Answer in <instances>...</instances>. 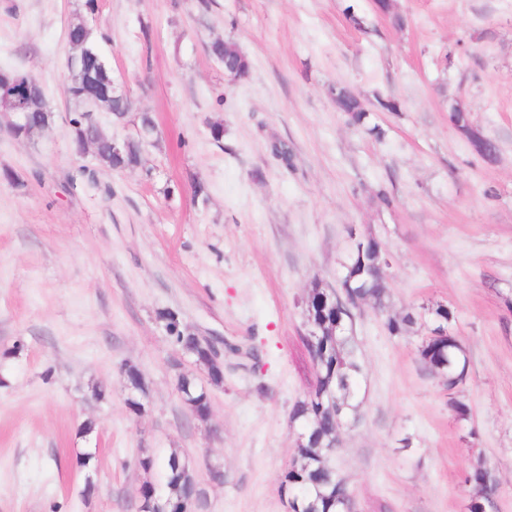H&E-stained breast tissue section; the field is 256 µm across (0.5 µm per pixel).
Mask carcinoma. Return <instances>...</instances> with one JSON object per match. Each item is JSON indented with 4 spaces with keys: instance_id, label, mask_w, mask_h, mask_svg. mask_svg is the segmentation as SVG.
Wrapping results in <instances>:
<instances>
[{
    "instance_id": "carcinoma-1",
    "label": "carcinoma",
    "mask_w": 512,
    "mask_h": 512,
    "mask_svg": "<svg viewBox=\"0 0 512 512\" xmlns=\"http://www.w3.org/2000/svg\"><path fill=\"white\" fill-rule=\"evenodd\" d=\"M69 52L83 45L100 49V42L106 36L96 28L82 22H74L68 30ZM212 59L222 64L224 70L240 77L250 73V63L236 43L217 39L208 47ZM13 85L0 89V99L7 96L26 104V111L37 118L42 112L50 111L45 89L38 79L22 68L10 70ZM109 73L101 71L88 56L84 60L83 74L79 78L69 77L68 94L74 104L83 110L73 113L70 122L85 125L93 118L88 109L90 100H99L100 107L117 118L125 117L133 109L132 99L110 98L107 95ZM338 109L350 116L351 124L363 126L368 114L355 93L340 89ZM385 262L382 246L368 238L364 250L353 249L344 264L342 280L350 284V292L362 303L375 309L385 307L387 288L383 279L375 278L365 271L368 266ZM351 310L337 309L324 303V290L311 289L308 297L307 316L321 332L320 350L324 366L315 372V383L305 399L298 401L291 413V422L297 424L302 437L295 440L294 454L288 462L284 478L293 495L292 512H353L354 498L346 480L336 471L332 457L338 444L337 430L347 419L356 420L360 412L358 401L359 386L365 373L364 361L356 336L351 332H333L332 324L337 319H349ZM435 315L443 318V324L433 329L435 335L428 336L419 346L420 359L425 367L436 375L446 376V389L451 390L462 384L467 375V360L463 346L455 336L437 335L452 320L449 310L438 309ZM165 330L171 343L182 351L191 353L194 361L210 369L209 381L218 386L223 380L222 371L212 364L208 349L197 344L195 336L182 329L181 323L172 312L162 315ZM416 323L414 314L408 312L399 319H390L387 329L393 335L407 332ZM121 375L129 385L133 398L129 405L134 410L143 406L140 374L133 367L121 369ZM177 390L185 404L199 419H206L205 409L210 405L208 390L199 379L184 373L179 376ZM465 484L478 488L479 497L472 501L470 512H486L491 506L492 485L496 483L493 470L478 459L464 478ZM196 494V484L187 472L181 456L172 452L162 469L158 481H144L139 488V512H172L174 505L184 502Z\"/></svg>"
}]
</instances>
